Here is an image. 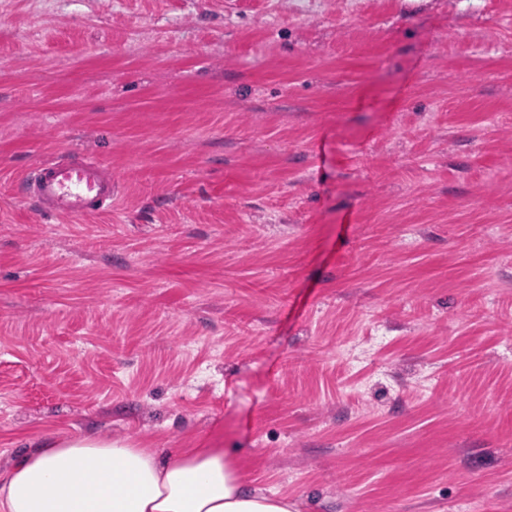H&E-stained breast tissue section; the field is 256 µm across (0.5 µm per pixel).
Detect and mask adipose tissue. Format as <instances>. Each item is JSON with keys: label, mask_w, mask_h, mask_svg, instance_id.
<instances>
[{"label": "adipose tissue", "mask_w": 512, "mask_h": 512, "mask_svg": "<svg viewBox=\"0 0 512 512\" xmlns=\"http://www.w3.org/2000/svg\"><path fill=\"white\" fill-rule=\"evenodd\" d=\"M0 512H296L287 498L247 489L219 448L163 461L121 440L29 443L0 474Z\"/></svg>", "instance_id": "1"}]
</instances>
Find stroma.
<instances>
[{
    "mask_svg": "<svg viewBox=\"0 0 512 512\" xmlns=\"http://www.w3.org/2000/svg\"><path fill=\"white\" fill-rule=\"evenodd\" d=\"M112 210L42 214L46 158ZM512 0H0V472L236 453L301 512H512ZM20 185L52 215L76 219L112 208V170L92 156L72 153L44 161Z\"/></svg>",
    "mask_w": 512,
    "mask_h": 512,
    "instance_id": "stroma-1",
    "label": "stroma"
}]
</instances>
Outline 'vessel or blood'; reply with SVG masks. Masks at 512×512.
<instances>
[{
  "label": "vessel or blood",
  "mask_w": 512,
  "mask_h": 512,
  "mask_svg": "<svg viewBox=\"0 0 512 512\" xmlns=\"http://www.w3.org/2000/svg\"><path fill=\"white\" fill-rule=\"evenodd\" d=\"M23 191L45 213L82 218L112 206V172L95 157L72 153L23 176Z\"/></svg>",
  "instance_id": "1"
}]
</instances>
